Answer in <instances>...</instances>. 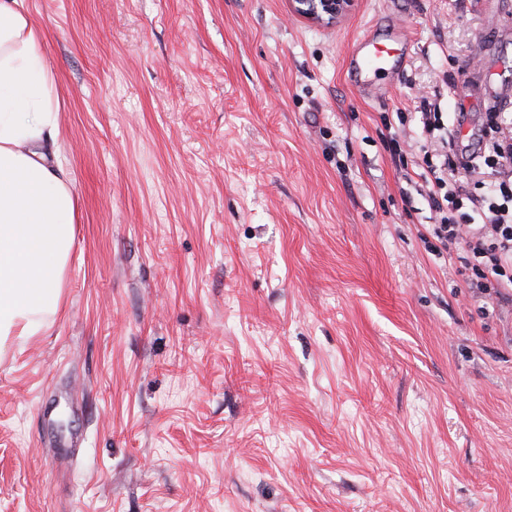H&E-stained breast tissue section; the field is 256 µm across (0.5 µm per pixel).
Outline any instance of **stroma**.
<instances>
[{
  "instance_id": "stroma-1",
  "label": "stroma",
  "mask_w": 512,
  "mask_h": 512,
  "mask_svg": "<svg viewBox=\"0 0 512 512\" xmlns=\"http://www.w3.org/2000/svg\"><path fill=\"white\" fill-rule=\"evenodd\" d=\"M28 7L78 212L0 350V512H512V299L424 243L414 164L418 94L512 113V0ZM296 11L318 22L333 23L347 14L354 0H296ZM370 47L369 51L367 48ZM394 51L386 45L376 42H364L355 56L350 59L349 66L352 70L369 76L370 72L384 70L391 62L395 61Z\"/></svg>"
}]
</instances>
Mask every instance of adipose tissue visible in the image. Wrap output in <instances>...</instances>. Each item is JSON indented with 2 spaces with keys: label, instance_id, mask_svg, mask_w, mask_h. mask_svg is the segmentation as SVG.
<instances>
[{
  "label": "adipose tissue",
  "instance_id": "adipose-tissue-1",
  "mask_svg": "<svg viewBox=\"0 0 512 512\" xmlns=\"http://www.w3.org/2000/svg\"><path fill=\"white\" fill-rule=\"evenodd\" d=\"M27 0H0V343L37 335L59 306L76 198L38 146L57 127Z\"/></svg>",
  "mask_w": 512,
  "mask_h": 512
}]
</instances>
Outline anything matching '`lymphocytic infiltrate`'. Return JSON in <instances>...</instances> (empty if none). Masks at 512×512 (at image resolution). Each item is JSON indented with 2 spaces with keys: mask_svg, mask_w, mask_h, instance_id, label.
<instances>
[{
  "mask_svg": "<svg viewBox=\"0 0 512 512\" xmlns=\"http://www.w3.org/2000/svg\"><path fill=\"white\" fill-rule=\"evenodd\" d=\"M418 100L419 177L436 210L429 233L449 264L484 267L498 294L512 297V136L494 138L480 159H462L438 100ZM486 278L469 281V288L484 291Z\"/></svg>",
  "mask_w": 512,
  "mask_h": 512,
  "instance_id": "f902f5d3",
  "label": "lymphocytic infiltrate"
}]
</instances>
